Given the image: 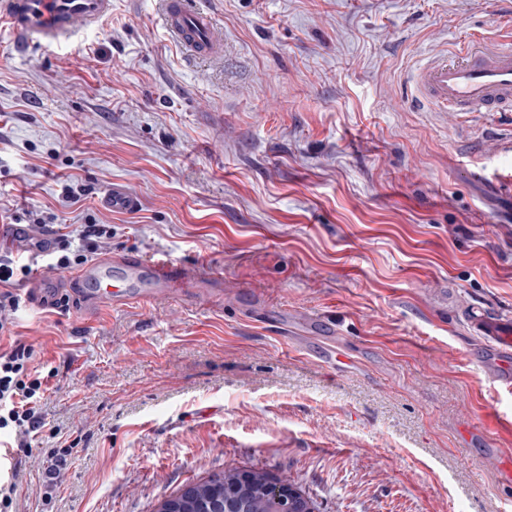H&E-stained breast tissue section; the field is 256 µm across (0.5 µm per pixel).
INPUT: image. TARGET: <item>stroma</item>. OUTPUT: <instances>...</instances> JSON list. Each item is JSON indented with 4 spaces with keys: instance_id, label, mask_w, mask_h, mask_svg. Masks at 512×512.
<instances>
[{
    "instance_id": "stroma-1",
    "label": "stroma",
    "mask_w": 512,
    "mask_h": 512,
    "mask_svg": "<svg viewBox=\"0 0 512 512\" xmlns=\"http://www.w3.org/2000/svg\"><path fill=\"white\" fill-rule=\"evenodd\" d=\"M224 53L190 60L157 0H112L74 45L18 54L0 31V222L112 227L101 253L202 261L237 295L103 311L22 305L55 369L22 460L23 512H157L259 471L315 512H499L512 486L472 431L512 411L460 319L512 313V112H422L419 51L512 35V0H198ZM84 187L78 203L61 188ZM141 199L101 203L112 183ZM301 309L338 325L334 369L290 348ZM67 448L51 502L41 454ZM238 474L235 472H227L221 475H216L210 477L209 479L194 483L193 485V494L188 495L187 492H178L174 496L169 499L163 501L162 507L158 510L159 512H163L167 508H171L172 511L169 512H201L198 510V506L200 503L206 500H211L210 491L214 484L224 483V488L222 490L221 499H224V502L228 504L231 501H239V488L242 484H245L251 480L250 473H242L239 474L238 480L234 483L225 482L226 480H231L235 478Z\"/></svg>"
}]
</instances>
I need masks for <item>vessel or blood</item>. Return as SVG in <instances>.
<instances>
[{
  "label": "vessel or blood",
  "mask_w": 512,
  "mask_h": 512,
  "mask_svg": "<svg viewBox=\"0 0 512 512\" xmlns=\"http://www.w3.org/2000/svg\"><path fill=\"white\" fill-rule=\"evenodd\" d=\"M163 2L164 22L181 43L201 56L220 52L221 33L193 0ZM111 10L112 0H0V26L8 27L16 50L23 53L36 43L70 42ZM459 52L460 60L453 62L444 51L419 55L405 79L411 102L429 112H512V38L479 36ZM102 202L122 212L139 206L138 197L117 183L105 191ZM0 239L11 251L34 257L49 253L54 245L49 236L32 240L22 224H1ZM28 292L39 305L69 296L88 323L110 308L179 296L215 304L232 294L220 270L168 259L147 260L132 251L102 255L67 275L35 271ZM462 318L482 343L477 364L484 377L511 388L512 315L467 306ZM282 332L304 352L310 349L311 336L321 335L328 341L320 354L323 362L334 366L342 360L335 341L338 331L329 319L293 311L283 316Z\"/></svg>",
  "instance_id": "1"
}]
</instances>
